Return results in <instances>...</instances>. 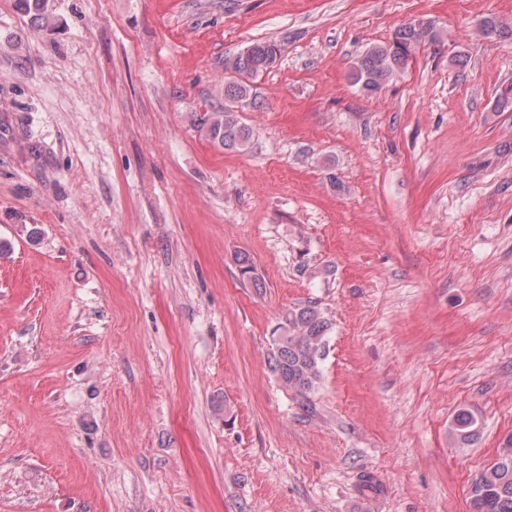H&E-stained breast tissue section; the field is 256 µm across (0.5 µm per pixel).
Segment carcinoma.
<instances>
[{
    "mask_svg": "<svg viewBox=\"0 0 512 512\" xmlns=\"http://www.w3.org/2000/svg\"><path fill=\"white\" fill-rule=\"evenodd\" d=\"M26 12L45 20L47 0H19ZM486 38L512 39V25L492 17L480 21ZM440 42L437 30L430 26L407 23L400 26L390 42L368 48L354 62L350 79L365 94H375L393 81L408 66L409 59L425 35ZM275 44L254 43L224 59V105L210 112L194 113V126L215 145L223 149L244 150L252 138L251 129L242 121L238 104L250 99V80L266 70L277 58ZM242 278L257 282L258 274L247 254L236 257ZM330 324L314 306L293 310L288 324L271 354L270 364L279 381L298 395L312 391L320 379L326 357ZM479 419L467 409L460 410L450 433L460 443L468 444L478 435ZM472 512H512V433L506 434L495 461L479 472L471 487Z\"/></svg>",
    "mask_w": 512,
    "mask_h": 512,
    "instance_id": "obj_1",
    "label": "carcinoma"
}]
</instances>
